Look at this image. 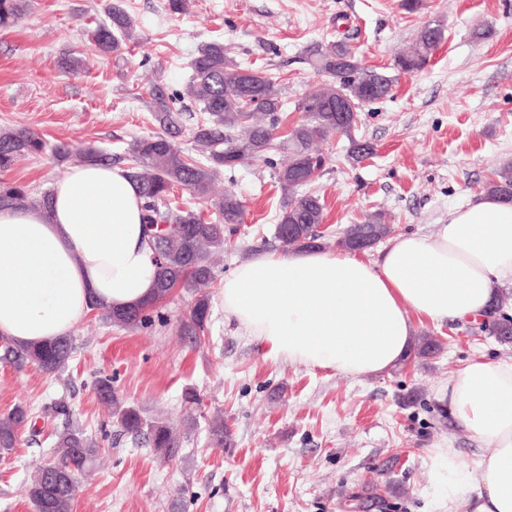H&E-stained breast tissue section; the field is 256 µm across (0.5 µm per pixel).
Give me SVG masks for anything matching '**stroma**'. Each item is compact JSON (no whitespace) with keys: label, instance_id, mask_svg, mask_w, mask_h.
Here are the masks:
<instances>
[{"label":"stroma","instance_id":"1","mask_svg":"<svg viewBox=\"0 0 512 512\" xmlns=\"http://www.w3.org/2000/svg\"><path fill=\"white\" fill-rule=\"evenodd\" d=\"M108 2L33 0L24 19L0 30V128L25 126L52 144L91 143L123 154L133 138L157 129L146 107L151 92L185 89L191 55L212 40L223 42L227 56L279 77L294 125L302 119L298 103L323 81L306 47L343 39L393 85L359 113L355 135L373 144L370 157L348 158L342 137L322 146L327 163L309 189L325 205L324 249L335 250L340 231L378 210L395 233H435L512 159V0H423L413 13L400 0H186L179 14L168 0H116L136 19L140 43L99 56L90 32ZM430 22L444 26L443 42L422 71L399 73L395 56ZM477 29L487 38L474 39ZM67 59L78 67L63 69ZM69 168L46 152L0 172V183L39 197ZM227 187L245 215L217 262L220 278L254 252L278 249L273 228L283 200L261 161H245L215 189ZM191 302L175 292L164 307L166 326L133 331L88 313L71 332L72 358L58 375L0 363V416L21 406L31 419L16 447L0 456V512H33L26 488L67 420L100 443L72 512H176L184 492L187 512H445L430 449L458 448L469 471L482 450L452 426L437 392L473 357L511 360L512 344L467 321L427 323L423 332L442 352L352 379L269 356L225 321L216 287L208 331L192 342L179 328ZM101 376L147 415L178 427L193 420L172 461L161 462L115 424L94 389ZM188 389L200 395L199 405L185 406ZM61 400L70 417H51L50 406ZM218 413L232 429V446L208 437Z\"/></svg>","mask_w":512,"mask_h":512}]
</instances>
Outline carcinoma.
Listing matches in <instances>:
<instances>
[{"mask_svg":"<svg viewBox=\"0 0 512 512\" xmlns=\"http://www.w3.org/2000/svg\"><path fill=\"white\" fill-rule=\"evenodd\" d=\"M30 9V0H0V29L17 25ZM108 21L91 31L98 54L119 55L128 44L136 43L137 23L118 4L106 8ZM440 23H428L414 44L394 60L399 72L421 71L444 40ZM312 68L329 78L326 87L298 104L304 112L302 122L280 134L282 89L278 77L253 64L244 65L224 54V43L208 41L198 45L188 61L190 77L187 91L207 118L191 131L192 151L174 148L170 137L181 127L182 94L178 90L152 94L149 109L159 131L137 137L124 150L128 171L136 182L142 203V224L154 251L157 280L154 298L139 307L114 310L102 301L92 303L101 320L116 327L138 330L168 322L162 303L175 291L192 297L189 313L181 320V333L193 340L207 332L210 316V292L216 281L213 256L224 252L230 237L244 220V205L238 194L227 189L212 194L214 181L223 173L232 174L246 157L262 160L284 191L274 238L283 247L306 249L321 246L319 225L324 222V205L318 195L306 190L323 169L326 157L314 149L318 140L336 136L349 142V157L361 161L373 153V146L357 139V110L367 103L386 98L392 79L381 71L361 65L355 52L344 41L315 45L306 50ZM66 160L76 154L84 162L112 163V156L93 145L59 142L48 145L34 131L23 126L0 128V171H7L21 160L45 150ZM288 154V163L280 165L275 157ZM183 188L204 203V209L173 206L175 189ZM484 194L512 203V161L500 167L496 177L483 186ZM49 195H30L20 186L0 185V209L31 207L45 209ZM390 234L380 212H371L358 224L347 227L349 240L366 239L374 245ZM512 293L499 291L484 322L488 334L502 343H512V317L504 313ZM3 361L17 369L35 366L46 374H56L67 365L72 340L63 336L55 341L16 346L8 340L0 345ZM441 350L440 343L428 334L420 335L412 349L417 358H430ZM96 393L112 408V417L123 432L147 436L151 448L161 460L174 456L181 448V433L166 420L145 415L142 408L126 404L112 385V378L96 382ZM56 415L67 418L55 433L51 460L39 467L28 488V500L34 512H71L78 485L74 478L90 469L98 456V442L74 426L67 405L59 401L52 407ZM28 412L16 407L0 417V452L16 444L18 431L25 425ZM209 432L217 445L232 442V432L218 416L210 421Z\"/></svg>","mask_w":512,"mask_h":512,"instance_id":"carcinoma-1","label":"carcinoma"}]
</instances>
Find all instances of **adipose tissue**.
Here are the masks:
<instances>
[{
	"label": "adipose tissue",
	"mask_w": 512,
	"mask_h": 512,
	"mask_svg": "<svg viewBox=\"0 0 512 512\" xmlns=\"http://www.w3.org/2000/svg\"><path fill=\"white\" fill-rule=\"evenodd\" d=\"M139 189L128 170L72 167L47 211H0V335H68L99 299L121 310L155 291ZM512 285V204L484 196L451 210L436 234H401L375 261L352 251H261L225 275V320L269 355L356 379L393 370L419 325L482 318ZM454 426L485 450L476 473L457 449L432 451L448 512H512V361L478 357L439 392Z\"/></svg>",
	"instance_id": "adipose-tissue-1"
}]
</instances>
